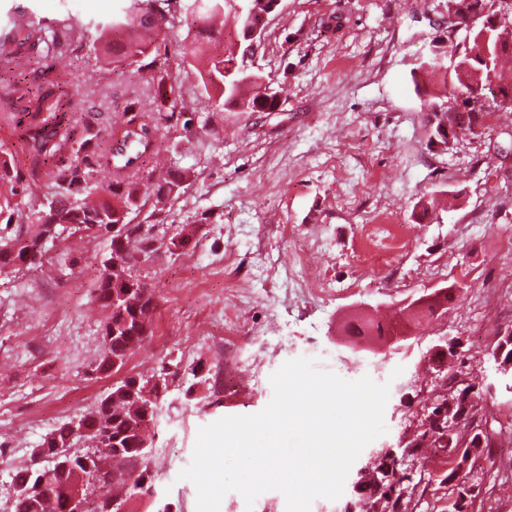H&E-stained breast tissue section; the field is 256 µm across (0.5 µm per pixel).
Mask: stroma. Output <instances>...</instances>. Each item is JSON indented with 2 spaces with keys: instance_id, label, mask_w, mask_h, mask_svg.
<instances>
[{
  "instance_id": "1",
  "label": "stroma",
  "mask_w": 512,
  "mask_h": 512,
  "mask_svg": "<svg viewBox=\"0 0 512 512\" xmlns=\"http://www.w3.org/2000/svg\"><path fill=\"white\" fill-rule=\"evenodd\" d=\"M118 0H0V30L17 11L51 24L76 14L89 29L68 58L81 110L108 116L130 99L149 102L144 80L98 81L107 20ZM448 28L446 0H282L265 20L252 72L281 93L274 112H216L194 68L182 69L188 111L203 134L194 144L163 138L161 162L199 179L170 209L169 237L198 226L197 244L177 256L158 250L139 273L157 301L152 334L121 371L99 373L105 311L94 301V254L71 238L48 245L53 276L0 274V512H12V478L39 444L92 407L126 376L174 374V408L156 421L151 455L163 460L151 495L131 512H196L197 489L179 479L200 427L253 415L273 397L271 375L307 357L354 381L389 383L387 431L352 465L343 495L315 499L310 512H345L359 473L381 450L425 429L441 380L430 349L456 339L459 372L474 379L483 423L498 430L499 454L469 474L474 506L512 512V377L491 356L512 330V109L488 117L480 134L457 135L447 151L428 146L432 99L418 95L412 70ZM405 248L374 261L391 225ZM322 293L301 287L302 273ZM464 281L447 313L422 323L407 347L354 348L337 341L353 305L387 321L404 305ZM233 319L238 333H224ZM413 483L404 512H448L438 459L407 458Z\"/></svg>"
}]
</instances>
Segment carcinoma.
<instances>
[{"label":"carcinoma","mask_w":512,"mask_h":512,"mask_svg":"<svg viewBox=\"0 0 512 512\" xmlns=\"http://www.w3.org/2000/svg\"><path fill=\"white\" fill-rule=\"evenodd\" d=\"M153 2L122 0L119 10L102 23L101 30L109 36L102 79L109 81L112 73L127 70L140 75L156 91L148 109L138 99L124 106L113 122L110 140L105 139L104 119L73 118L69 83L61 81L67 73L57 66L69 53L59 30L82 34L88 30L86 24L67 15L46 26L20 15L0 34V72L15 71L34 54L42 60L36 91L19 83L10 90L16 110L23 113L18 121L20 138L34 168L25 182L14 173L13 163L0 157V184L9 189L8 195L0 198V212H20L40 197L47 201L37 211L36 223L17 224L0 234V273L44 268L48 263L46 243L58 238L64 225L81 249L111 234L109 252L98 258L102 269L95 287L96 301L109 311L102 328L99 372L124 365L151 335L150 314L156 302L136 270L141 256L157 251L152 231L166 223L171 202L197 179L194 173L178 168L163 178L156 177L154 169L146 165L158 152L160 131L177 132L188 143L197 138L176 71L194 64L200 85L217 112H272L279 105L277 91L263 85L262 76L243 70L236 48H224L227 16L238 18L242 28L261 26L275 0H246L241 13L233 10L231 0H193L196 8L177 20L152 7ZM447 10L457 24L471 27L468 48L457 52L446 36L412 72L414 78L423 73L450 76L448 99L429 118L428 144L440 151L448 150L457 131L475 134L487 115L512 106V80L503 71V61L512 57V0H447ZM177 25L196 30L191 50L182 47L171 53L167 47L160 48ZM486 32L497 46L489 66L482 64L480 56L479 40ZM450 54L456 55L451 69ZM101 167L112 170V180H96ZM145 208L150 223H132L131 215ZM467 288L469 285L456 282L439 288L409 316H399L385 325L366 319L361 332L366 336H412L423 319L447 310L448 303ZM167 393L166 384L151 386L147 379L126 377L99 399L93 413L78 419L85 431L68 422L48 434L43 443L64 453L69 467L53 469L43 486L36 482L38 465L17 473L14 512H65L76 472L85 471L84 462L92 458L100 468L97 475H88L89 512H116L112 502L121 506L135 495L151 494L149 441L153 437L145 436L137 424L145 414L154 413ZM445 421L453 446L435 439L429 441V448L447 458L442 482L451 490L454 512H471L473 500L464 476L473 471L476 460L490 451L494 441L479 430L465 442L466 435L459 427L469 426L467 408L456 407ZM376 460L380 479L369 483V502L385 512H401V487L412 481L413 475L387 452Z\"/></svg>","instance_id":"cac0c4a2"}]
</instances>
